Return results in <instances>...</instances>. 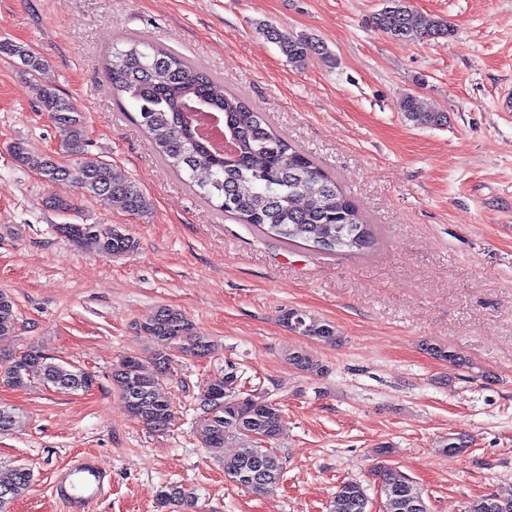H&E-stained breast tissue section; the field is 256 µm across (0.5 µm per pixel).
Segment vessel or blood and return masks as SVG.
<instances>
[{
  "instance_id": "b4317fda",
  "label": "vessel or blood",
  "mask_w": 512,
  "mask_h": 512,
  "mask_svg": "<svg viewBox=\"0 0 512 512\" xmlns=\"http://www.w3.org/2000/svg\"><path fill=\"white\" fill-rule=\"evenodd\" d=\"M111 482L110 474L95 460L82 457L72 461L56 483V494L67 512H89L104 495Z\"/></svg>"
}]
</instances>
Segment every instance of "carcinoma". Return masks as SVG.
I'll use <instances>...</instances> for the list:
<instances>
[{"label": "carcinoma", "mask_w": 512, "mask_h": 512, "mask_svg": "<svg viewBox=\"0 0 512 512\" xmlns=\"http://www.w3.org/2000/svg\"><path fill=\"white\" fill-rule=\"evenodd\" d=\"M371 24L395 40L454 32L448 21L416 11L411 0H382ZM259 31L295 66L314 57L332 58L325 43L315 37L295 35L271 24L260 25ZM0 54L19 59L39 108L49 112L60 136V159L33 154L21 141L13 143L10 153L16 165L48 182L68 181L85 197L110 198L114 206L130 215L147 214L151 202L137 183L120 168L88 155L84 116L56 88L42 83L38 56L7 40H0ZM105 69L113 99L133 105V120L165 165L185 174L195 192L220 212L269 238L321 254H361L376 244L374 226L336 180L273 129L244 98L224 89L221 78L200 71L173 51L136 38L113 48ZM399 110L416 125L446 121L442 112L421 111L416 96L410 93L401 98ZM210 116L223 118V135L233 144L231 151L218 149L203 132L202 120ZM56 229L73 244H93L109 257L128 255L136 248L135 238L123 224H59ZM283 323L308 339L329 344L338 340L334 325L303 310H288ZM16 325V303L8 291L0 290V336L14 333ZM140 331L154 344L153 369L146 370L135 354L124 356L112 368V384L127 410L146 429L164 432L172 414L160 388L170 372V352L204 357L212 352L213 344L182 310L170 305L159 306ZM429 351L436 359L459 367L466 364L448 347L435 345ZM287 361L301 371L321 372L319 361L305 350L288 353ZM91 377L93 374L71 370L35 348L0 366V383L12 387L38 383L62 392L86 391ZM240 383L238 367L231 363L224 366L222 375L208 381L200 397L203 411L198 432L205 447L216 454L233 439H250L251 445L224 458V476L238 486L261 492L281 479L282 463L267 442L279 434L282 414L269 393L258 389L248 393V408H237L232 400L245 394ZM372 476L378 481L380 512H428L421 489L407 476L384 464L376 465ZM31 478L25 467L0 477V512H9L10 504L29 488ZM160 501L165 507H194L193 496L178 486L161 491ZM370 505L362 483L348 480L337 487L329 512H370ZM467 512H512V496L489 493L471 501Z\"/></svg>", "instance_id": "obj_1"}]
</instances>
